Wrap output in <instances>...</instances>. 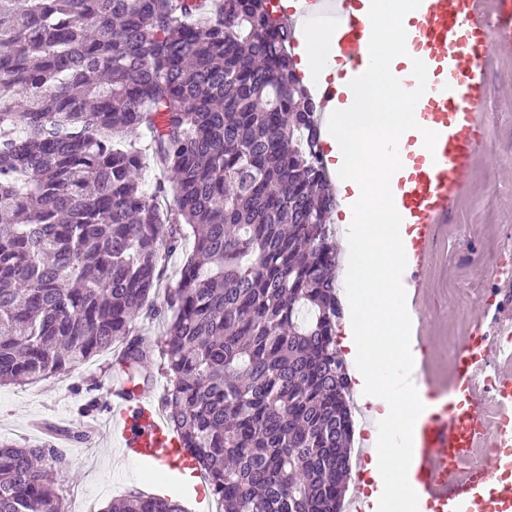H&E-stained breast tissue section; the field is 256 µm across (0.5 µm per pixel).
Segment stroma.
I'll use <instances>...</instances> for the list:
<instances>
[{"label": "stroma", "instance_id": "1", "mask_svg": "<svg viewBox=\"0 0 512 512\" xmlns=\"http://www.w3.org/2000/svg\"><path fill=\"white\" fill-rule=\"evenodd\" d=\"M492 122L469 188L447 223L437 225L425 269L424 331L435 374L451 375L452 350L497 287V266L512 255V47L495 48L484 72ZM111 351L100 352L68 374L27 386L0 387V441L38 445L48 435L41 421L81 428L85 404L103 410L113 389L105 370ZM67 512H102L112 499L133 492L159 493L165 479L124 460L112 436L82 438L65 448L56 469Z\"/></svg>", "mask_w": 512, "mask_h": 512}]
</instances>
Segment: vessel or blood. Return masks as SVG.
Listing matches in <instances>:
<instances>
[{
  "instance_id": "vessel-or-blood-1",
  "label": "vessel or blood",
  "mask_w": 512,
  "mask_h": 512,
  "mask_svg": "<svg viewBox=\"0 0 512 512\" xmlns=\"http://www.w3.org/2000/svg\"><path fill=\"white\" fill-rule=\"evenodd\" d=\"M481 0H422L409 20L406 48L428 68V90L416 106L418 124L437 132L434 150L421 137L404 133L398 151L402 168L390 182L393 201L408 224L407 300L421 313L420 294L433 230L448 219L465 187L466 176L483 147L491 120L485 107L484 68L495 47L512 45V0H496L486 16ZM303 21L334 32L339 48L334 74L318 84L321 114L346 103L350 81L369 63L372 31L360 0H299ZM512 334V315L476 321L457 343L452 378L430 371L422 354L417 376L435 403L418 416L408 479L419 497L418 512H512V446L503 423L512 421V346L501 344ZM499 398L489 401L490 387ZM89 433H117L127 460L179 472L190 463L181 440L172 435L150 395L137 404L110 399L104 419L91 418Z\"/></svg>"
}]
</instances>
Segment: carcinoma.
<instances>
[{
    "instance_id": "carcinoma-1",
    "label": "carcinoma",
    "mask_w": 512,
    "mask_h": 512,
    "mask_svg": "<svg viewBox=\"0 0 512 512\" xmlns=\"http://www.w3.org/2000/svg\"><path fill=\"white\" fill-rule=\"evenodd\" d=\"M293 35L271 0H0V386L119 342L133 401L158 352L168 426L224 512H341L346 493L336 195ZM139 129L171 188L139 181ZM181 224L151 343L135 323ZM56 452L0 442V512H65ZM107 512L183 510L135 492ZM185 232V247L183 251L172 253L170 255L163 254L162 261L159 263L160 269V281L157 285V288H154L150 295V301H154L157 307L165 308V289L175 284V282L179 278V271L182 266L183 261L186 259L187 255L191 252L193 238L189 236V230L184 226Z\"/></svg>"
}]
</instances>
